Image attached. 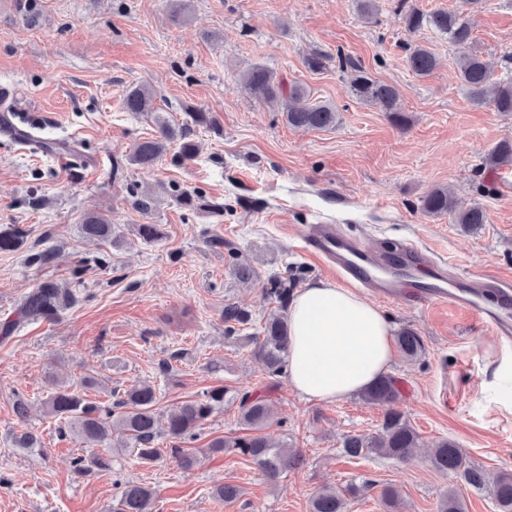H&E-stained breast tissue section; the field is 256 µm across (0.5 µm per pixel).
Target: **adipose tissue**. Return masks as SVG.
<instances>
[{
    "instance_id": "adipose-tissue-1",
    "label": "adipose tissue",
    "mask_w": 512,
    "mask_h": 512,
    "mask_svg": "<svg viewBox=\"0 0 512 512\" xmlns=\"http://www.w3.org/2000/svg\"><path fill=\"white\" fill-rule=\"evenodd\" d=\"M288 382L302 396L336 401L363 391L393 359L383 313L327 282L303 288L288 314Z\"/></svg>"
}]
</instances>
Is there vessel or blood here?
Masks as SVG:
<instances>
[{
    "mask_svg": "<svg viewBox=\"0 0 512 512\" xmlns=\"http://www.w3.org/2000/svg\"><path fill=\"white\" fill-rule=\"evenodd\" d=\"M299 237L308 253L349 286L412 307L464 312L490 326L501 341H512V287L497 274L449 277L426 250L407 241L379 257L332 224L305 225Z\"/></svg>",
    "mask_w": 512,
    "mask_h": 512,
    "instance_id": "b4317fda",
    "label": "vessel or blood"
}]
</instances>
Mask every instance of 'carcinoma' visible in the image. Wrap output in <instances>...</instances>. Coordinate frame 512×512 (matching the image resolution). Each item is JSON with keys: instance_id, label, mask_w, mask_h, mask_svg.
<instances>
[{"instance_id": "cac0c4a2", "label": "carcinoma", "mask_w": 512, "mask_h": 512, "mask_svg": "<svg viewBox=\"0 0 512 512\" xmlns=\"http://www.w3.org/2000/svg\"><path fill=\"white\" fill-rule=\"evenodd\" d=\"M399 10L406 29L411 33L430 29L448 38L454 45L467 44L472 40L473 26L470 17L464 12L442 9L426 12L409 0H399ZM403 50L407 65L415 75L426 77L436 69L437 58L425 45L408 42ZM336 64L341 72L351 71L349 90L352 97L379 106L382 111L390 113V118L396 124L404 120L398 107L399 95L393 86L373 78L361 64L340 51L336 54ZM456 65L461 84L474 103L490 102L497 111L512 114V77L493 79L489 62L475 54L458 58ZM242 81L251 97L282 112L291 127L327 130L337 124L338 112L335 107L327 103L311 102L304 86H285L265 66L250 67L243 73ZM124 107L135 113L155 111L153 91L145 85L130 89L124 97ZM156 126L155 136L134 147L129 156L131 164L141 169L152 168L174 141L179 142L175 160L183 163L195 158L196 144L189 139L184 129L165 120L157 121ZM485 164L491 168L503 164L512 165V140L503 139L498 142L487 154ZM423 210L433 216L451 213L455 223L466 229L488 223L487 211L482 206L457 211L446 187L435 188L427 194L423 200ZM79 228L86 239H114L113 225L101 215L86 216ZM23 243L24 233L19 227L13 224L0 225V252H15ZM230 256L232 268L240 280L247 282L256 277V272L244 256L234 251L230 252ZM299 281L300 276L295 273L274 274L267 278L263 291L277 303V308L266 318L259 331L248 337L253 345V356L263 363L272 377L285 373L287 367L290 342L288 305ZM73 301L74 295L68 289L47 279L37 284L22 300L18 308L20 320L53 321ZM224 323L225 334L231 337L252 327L253 318L249 311L228 304L224 306ZM396 344L408 360H415L424 352L422 340L408 328L398 332ZM227 395L226 388L214 387L170 410L167 415V436L171 445L168 448L160 447L158 442V397L155 388L149 384L134 386L113 402L104 403L93 402L72 386L57 383L46 400V408L50 415L65 422L71 433L88 448L108 444L114 439L118 441V449L131 452L143 464H152L166 455L181 467L189 468L194 458L182 448V444L192 439L195 431L214 412L224 408ZM361 396L372 402L392 403L399 396L397 381L385 375L365 389ZM239 412L240 420L255 430V434L234 439L216 438L209 443V448L216 453L236 451L250 458L267 478H278L295 464L296 457L290 449L271 444L268 435L263 433L272 425L270 400L262 395L253 397L245 394L239 400ZM420 447V435L404 420L402 413L395 409L386 414L377 433L370 436L351 435L343 442V451L350 457L375 454L404 461L413 458ZM431 463L438 470L460 474L472 487L478 488L484 483L482 472L469 464L462 449L451 440L441 439L434 444ZM92 466L107 469L110 467V459L100 454L74 459V468L79 474L89 472ZM494 499L498 512H512L511 474L498 478ZM153 500L154 492L151 488L128 484L121 491L117 512H152ZM343 508L341 493L336 490L319 493L311 503L312 512H343Z\"/></svg>"}]
</instances>
